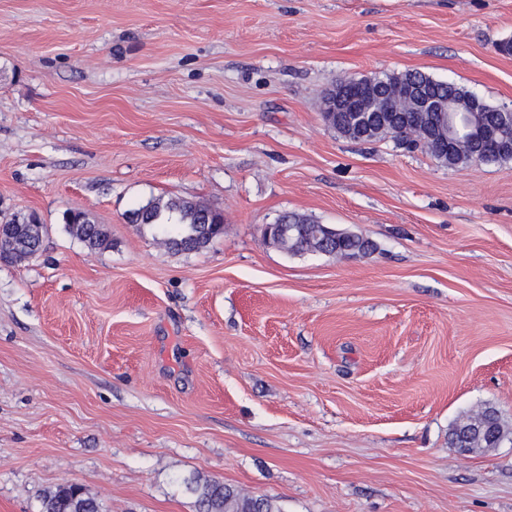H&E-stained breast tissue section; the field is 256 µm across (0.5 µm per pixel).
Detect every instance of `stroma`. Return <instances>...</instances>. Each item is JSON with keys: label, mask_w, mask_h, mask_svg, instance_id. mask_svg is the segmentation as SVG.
<instances>
[{"label": "stroma", "mask_w": 512, "mask_h": 512, "mask_svg": "<svg viewBox=\"0 0 512 512\" xmlns=\"http://www.w3.org/2000/svg\"><path fill=\"white\" fill-rule=\"evenodd\" d=\"M512 0H0V512L81 485L105 512H196L218 479L278 512H512V161L466 169L322 119L341 77L418 70L512 106ZM224 215L198 252L131 210ZM71 210L109 225L92 251ZM308 216L374 244L294 254ZM2 234L11 240L13 249L17 251L20 261H24L40 251L45 234V225L42 224L40 232L37 234L28 235L21 233L16 225L6 224L3 227ZM505 441L512 443V425L493 406L462 415L448 433L452 448H469L470 453L496 448Z\"/></svg>", "instance_id": "obj_1"}]
</instances>
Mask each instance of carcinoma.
I'll list each match as a JSON object with an SVG mask.
<instances>
[{"mask_svg":"<svg viewBox=\"0 0 512 512\" xmlns=\"http://www.w3.org/2000/svg\"><path fill=\"white\" fill-rule=\"evenodd\" d=\"M422 83L439 97L467 98L472 92L454 83L440 81L419 71L393 73L383 78L369 80L375 86L394 83ZM480 111L475 113L477 125L471 133L483 131L486 125H492L508 118L500 112V107L487 104L478 99ZM442 164L454 168H466L473 161L466 155L447 156L434 148L422 147ZM214 210L197 202L183 198H152L146 204L130 213L132 224L150 226L156 229L164 245L175 251H199L205 248L216 235L204 229V224L212 219ZM286 231L272 238L273 245L292 253L317 252L336 257L351 254L367 255L372 244L369 240L350 233L341 232L327 224L291 213ZM17 217L4 225L0 233L11 240L19 259L24 261L37 254L42 246L45 228L35 235L19 231L15 226ZM68 232L91 250H101L110 246V229L106 224H97L87 213L81 214V223L66 222ZM512 443V425L501 416L493 406H485L480 411L461 416L448 433V444L453 448H467L476 453L487 448H495L501 443ZM196 498L198 512H276L271 500L257 498L242 493L216 479L196 480L187 483ZM37 512H103L102 504L86 494L82 487L63 484L45 492L38 503Z\"/></svg>","mask_w":512,"mask_h":512,"instance_id":"carcinoma-1","label":"carcinoma"}]
</instances>
